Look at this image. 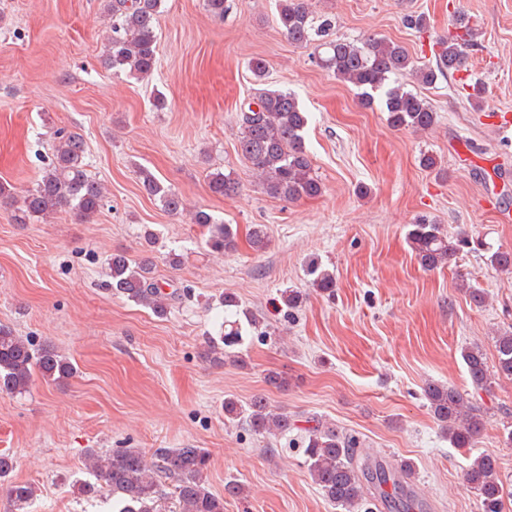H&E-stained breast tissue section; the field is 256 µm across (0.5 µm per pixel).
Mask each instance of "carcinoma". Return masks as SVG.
Here are the masks:
<instances>
[{
  "instance_id": "1",
  "label": "carcinoma",
  "mask_w": 512,
  "mask_h": 512,
  "mask_svg": "<svg viewBox=\"0 0 512 512\" xmlns=\"http://www.w3.org/2000/svg\"><path fill=\"white\" fill-rule=\"evenodd\" d=\"M163 0H107L109 18L101 63L115 73L125 72L142 79L153 76L158 64L157 17ZM278 22L293 43L314 47L313 58L320 67L337 79L361 90L360 103L369 107L373 93L384 92L387 121L393 128L411 127L426 131L437 123V114L424 98L399 86L387 87L391 77L410 72L424 85H433L441 77L460 71L466 63L465 49L474 46L473 32L458 19L453 26L464 32H452L440 43L435 62L420 65L407 49L393 41L369 36L361 41L331 38L333 17L317 15L309 0H279ZM257 109L240 112L238 145L261 182L265 193L286 200L314 198L322 194L323 185L313 174L309 152L305 146L308 115L294 94L266 90L254 101ZM141 189L161 202L164 209L178 214L184 210L182 198L160 182L146 168L138 171ZM210 191L219 196L238 192L239 183L231 176L216 171L209 178ZM107 197L106 186L90 177L85 163V140L75 131L62 129L54 133V160L23 197L17 221L45 220L62 209H69L81 220L89 222L101 211ZM192 223L208 230L205 244L216 254L237 249L238 231L231 224H219L204 210L192 214ZM250 246L260 252L268 246L264 225L249 229ZM407 242L419 265L434 270L448 264L469 247V236L448 235L440 224L421 220L412 225ZM490 266L512 274V249L498 248L488 258ZM110 286L115 293L164 317L178 299L176 293L163 291L153 271V261L136 262L123 253H114L107 262ZM308 274L313 289L326 296L335 291V276L316 260H311ZM223 344L212 342L206 357L215 363L227 360L244 367L246 357L238 346L244 341L243 327L258 328L259 321L239 309L233 293L223 297ZM497 360L487 364L482 349L471 345L461 350L473 394L455 387L429 381L423 397L432 417L454 448H472L488 419V408L475 396L492 390L501 379L512 380V330L495 337ZM70 360L55 348L34 349L14 329L0 325V392L24 394L35 376L63 381L73 375ZM224 417L262 437H285L299 429L297 420L284 409H273L263 397L246 404L233 396L224 398ZM303 428V456L307 471L323 497L340 512H374L375 492L391 486L383 493L391 507L409 512L414 502L408 485L399 473L411 470L407 462L388 467L361 448V442L335 425L317 417L307 419ZM210 461L203 448H158L148 459L136 448H117L101 452L88 448L84 453L86 472L94 478L83 484L82 491L95 494L105 491L112 500V512H156L164 498L162 479L173 483V497L178 512H224V499L211 493L203 480ZM465 478L477 494L481 512H502L504 481L497 457L478 455L468 466ZM7 495L16 512H28L35 489L28 484L11 483Z\"/></svg>"
}]
</instances>
